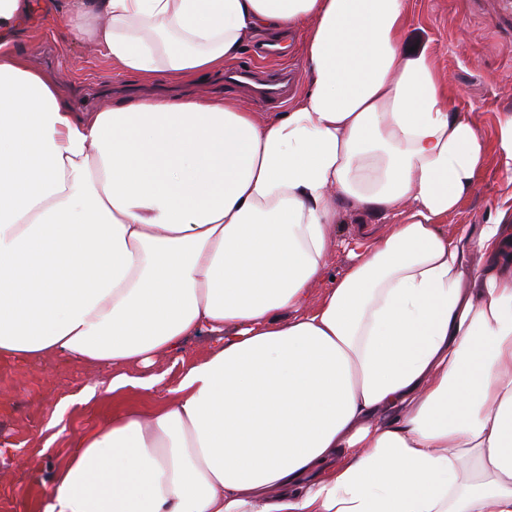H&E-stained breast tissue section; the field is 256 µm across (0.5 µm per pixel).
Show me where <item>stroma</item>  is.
I'll use <instances>...</instances> for the list:
<instances>
[{
  "instance_id": "1",
  "label": "stroma",
  "mask_w": 512,
  "mask_h": 512,
  "mask_svg": "<svg viewBox=\"0 0 512 512\" xmlns=\"http://www.w3.org/2000/svg\"><path fill=\"white\" fill-rule=\"evenodd\" d=\"M406 47H428L437 71L456 94L455 108L495 143L504 113H512V22L500 20L494 0H409ZM33 66L54 78L74 111L94 112L118 100H130L146 89L116 76L112 65L94 47L71 41L52 15L34 12L23 41ZM512 208V185L490 156L475 194L449 214L444 231L488 223L498 209ZM339 235L331 244L327 277H337L350 264L347 244L369 240L392 229L390 222L353 213L339 205ZM213 340L188 339L179 360L163 359L156 372L162 386L139 395L142 404L162 400L175 387L188 364L205 356ZM111 369L91 367L67 357L23 363L0 359V512H42L56 467L74 449L77 436L98 429L108 414L104 406L73 405L67 410L66 429L51 437L48 423L60 399L84 385L107 380Z\"/></svg>"
}]
</instances>
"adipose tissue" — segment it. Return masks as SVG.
I'll return each instance as SVG.
<instances>
[{
  "instance_id": "obj_1",
  "label": "adipose tissue",
  "mask_w": 512,
  "mask_h": 512,
  "mask_svg": "<svg viewBox=\"0 0 512 512\" xmlns=\"http://www.w3.org/2000/svg\"><path fill=\"white\" fill-rule=\"evenodd\" d=\"M115 73L192 86L302 33L306 86L75 114L0 0V356L113 366L45 512H512V224L442 229L496 146L407 0H44ZM393 221L326 281L336 202ZM479 263H471V252ZM324 289L317 305L309 297ZM193 336L169 398H137ZM214 344L210 336H199L188 339L179 353L180 359L177 363L171 359H162L155 366L153 372H166L165 381L155 391L145 392L138 396L137 400L143 405H151L162 400L168 395L167 389L177 385L180 373L188 364L202 358Z\"/></svg>"
}]
</instances>
